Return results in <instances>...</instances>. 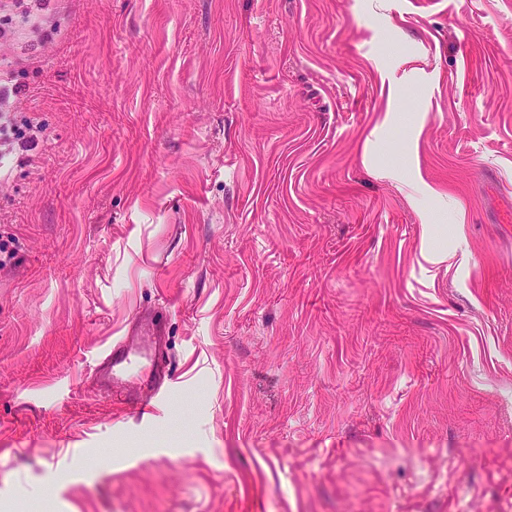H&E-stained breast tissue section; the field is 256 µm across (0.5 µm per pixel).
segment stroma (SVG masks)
I'll return each mask as SVG.
<instances>
[{"instance_id":"1","label":"stroma","mask_w":512,"mask_h":512,"mask_svg":"<svg viewBox=\"0 0 512 512\" xmlns=\"http://www.w3.org/2000/svg\"><path fill=\"white\" fill-rule=\"evenodd\" d=\"M0 68V512H512V0H24ZM141 351L138 348L116 343L100 357L96 369L106 377L100 391H111L132 384L141 367Z\"/></svg>"}]
</instances>
